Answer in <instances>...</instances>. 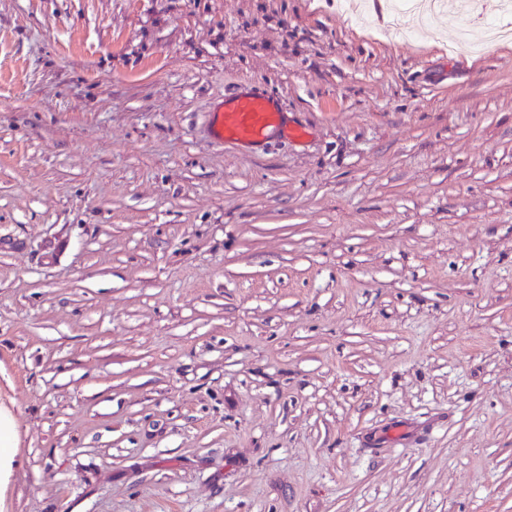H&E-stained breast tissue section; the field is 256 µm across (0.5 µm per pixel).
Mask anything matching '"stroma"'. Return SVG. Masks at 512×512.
I'll list each match as a JSON object with an SVG mask.
<instances>
[{"instance_id":"stroma-1","label":"stroma","mask_w":512,"mask_h":512,"mask_svg":"<svg viewBox=\"0 0 512 512\" xmlns=\"http://www.w3.org/2000/svg\"><path fill=\"white\" fill-rule=\"evenodd\" d=\"M386 16L0 0V512H512V41ZM282 123L283 113L270 96L246 91L224 97L223 106L210 114L209 130L219 144L235 141L260 145ZM16 418L12 410L0 405V479L7 482L16 448Z\"/></svg>"}]
</instances>
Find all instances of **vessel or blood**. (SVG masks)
I'll return each instance as SVG.
<instances>
[{
  "instance_id": "b4317fda",
  "label": "vessel or blood",
  "mask_w": 512,
  "mask_h": 512,
  "mask_svg": "<svg viewBox=\"0 0 512 512\" xmlns=\"http://www.w3.org/2000/svg\"><path fill=\"white\" fill-rule=\"evenodd\" d=\"M282 122L283 114L270 96L246 91L225 96L223 105L210 114L209 130L219 144L260 145Z\"/></svg>"
}]
</instances>
